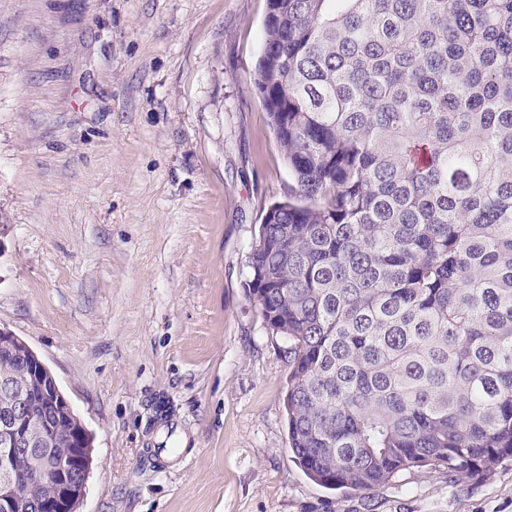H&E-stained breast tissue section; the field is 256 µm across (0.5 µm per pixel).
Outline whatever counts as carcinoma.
Segmentation results:
<instances>
[{
    "mask_svg": "<svg viewBox=\"0 0 512 512\" xmlns=\"http://www.w3.org/2000/svg\"><path fill=\"white\" fill-rule=\"evenodd\" d=\"M268 2L255 84L295 185L245 285L288 343L289 451L329 489L487 481L512 460V0Z\"/></svg>",
    "mask_w": 512,
    "mask_h": 512,
    "instance_id": "cac0c4a2",
    "label": "carcinoma"
}]
</instances>
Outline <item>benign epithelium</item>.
I'll use <instances>...</instances> for the list:
<instances>
[{
	"instance_id": "7a95c632",
	"label": "benign epithelium",
	"mask_w": 512,
	"mask_h": 512,
	"mask_svg": "<svg viewBox=\"0 0 512 512\" xmlns=\"http://www.w3.org/2000/svg\"><path fill=\"white\" fill-rule=\"evenodd\" d=\"M21 354L30 366L24 377L0 378V512H80L92 448L82 422L63 433L55 417L57 412L72 413L54 375L31 347L0 328V348ZM40 401L35 411L32 401ZM65 442L70 452L60 458L50 448ZM36 459L24 477L14 469L17 456ZM47 485L50 494L32 502L23 491V480Z\"/></svg>"
}]
</instances>
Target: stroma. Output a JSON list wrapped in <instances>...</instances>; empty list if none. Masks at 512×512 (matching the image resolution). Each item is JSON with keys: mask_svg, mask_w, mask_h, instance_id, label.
I'll use <instances>...</instances> for the list:
<instances>
[{"mask_svg": "<svg viewBox=\"0 0 512 512\" xmlns=\"http://www.w3.org/2000/svg\"><path fill=\"white\" fill-rule=\"evenodd\" d=\"M267 11L0 0V327L93 438L80 512H512V461L359 493L288 450L286 343L244 286L292 182L254 84Z\"/></svg>", "mask_w": 512, "mask_h": 512, "instance_id": "1", "label": "stroma"}]
</instances>
